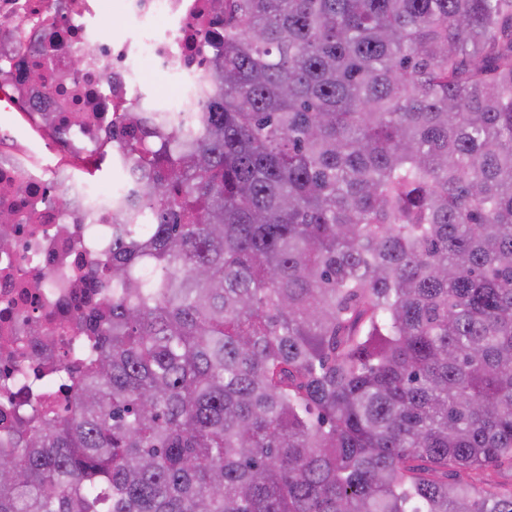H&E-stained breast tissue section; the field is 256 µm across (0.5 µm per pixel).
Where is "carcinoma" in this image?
<instances>
[{"label": "carcinoma", "mask_w": 512, "mask_h": 512, "mask_svg": "<svg viewBox=\"0 0 512 512\" xmlns=\"http://www.w3.org/2000/svg\"><path fill=\"white\" fill-rule=\"evenodd\" d=\"M207 47L196 133L120 117L149 223L0 512H512V0H225Z\"/></svg>", "instance_id": "1"}]
</instances>
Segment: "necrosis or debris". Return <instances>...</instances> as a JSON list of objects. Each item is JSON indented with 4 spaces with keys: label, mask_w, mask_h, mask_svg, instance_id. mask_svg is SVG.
<instances>
[{
    "label": "necrosis or debris",
    "mask_w": 512,
    "mask_h": 512,
    "mask_svg": "<svg viewBox=\"0 0 512 512\" xmlns=\"http://www.w3.org/2000/svg\"><path fill=\"white\" fill-rule=\"evenodd\" d=\"M100 4L0 0V208L19 212L12 248L0 249V447L14 406L71 395L63 373L91 353L64 323L88 314L89 296L61 282L100 265L112 238V199L127 192L134 167L118 121L141 96L143 65L195 79L205 43L224 39V0H116V24ZM77 57L73 84L60 88ZM56 150L109 158L120 177L84 179L53 159ZM55 190L67 210L50 203Z\"/></svg>",
    "instance_id": "4bbe7bcc"
}]
</instances>
